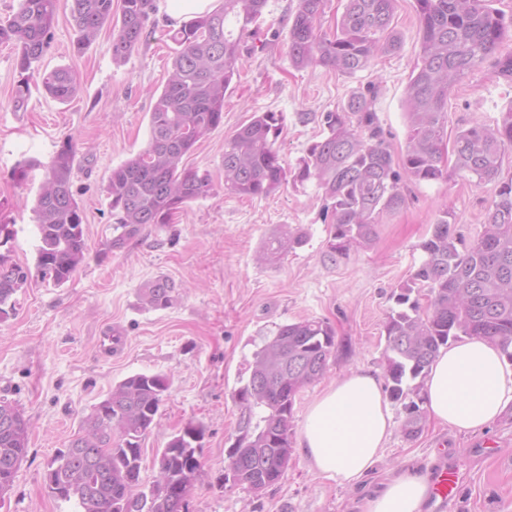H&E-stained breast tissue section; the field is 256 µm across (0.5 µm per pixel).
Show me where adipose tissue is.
Wrapping results in <instances>:
<instances>
[{"mask_svg": "<svg viewBox=\"0 0 512 512\" xmlns=\"http://www.w3.org/2000/svg\"><path fill=\"white\" fill-rule=\"evenodd\" d=\"M423 396L437 424L476 433L512 407V369L487 339L466 337L441 349ZM394 427L381 379L359 369L310 403L298 446L316 474L354 483L378 460ZM427 493L425 478L400 471L364 500L361 512H423Z\"/></svg>", "mask_w": 512, "mask_h": 512, "instance_id": "adipose-tissue-1", "label": "adipose tissue"}]
</instances>
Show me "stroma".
Instances as JSON below:
<instances>
[{
  "instance_id": "35a3bbf8",
  "label": "stroma",
  "mask_w": 512,
  "mask_h": 512,
  "mask_svg": "<svg viewBox=\"0 0 512 512\" xmlns=\"http://www.w3.org/2000/svg\"><path fill=\"white\" fill-rule=\"evenodd\" d=\"M296 6L297 0H268L257 32L245 39L223 124L185 159L186 167L209 172L214 183L224 179L225 137L254 114H283L275 146L292 167L319 139L321 113L340 111L370 85L377 123L394 157L405 151L404 101L419 50L416 0L395 2L398 47L352 77L292 65L288 30ZM177 26L157 8L146 37L117 64L111 25L80 49L67 12L59 11L40 67L71 68L79 92L61 103L35 84L20 111L13 106L19 79L14 48L0 43V213L15 226L11 256L24 267L36 266L32 209L45 164L68 139L76 145L72 190L83 209L88 248L68 282L56 287L30 278L16 295L14 313L0 320V397L16 403L30 425L27 454L0 512H73L71 503L49 494V464L92 406L135 373L170 379L142 444L143 482L152 481L156 457L178 430L190 423L204 429L189 512H358L393 470L426 476L439 464L463 476L456 512H512V412L477 434H458L430 419L412 440L394 430L373 469L353 485L313 473L297 448L283 478L262 494L225 481L239 415L233 393L248 377L262 337L303 319H324L336 330L325 376L296 397L291 433L299 435L307 406L331 382L356 369L384 375L383 322L399 285L424 258L420 245L436 214H454L457 233L472 242L483 230L497 185L476 184L453 170L443 181L407 182L404 206L382 216L373 243L336 261L328 257L331 202L312 181L288 183L255 199L217 192L189 204L171 223L147 226L123 248L104 252L112 236L106 184L113 168L147 144L153 96L175 55L170 31ZM511 107L512 82L485 65L450 92L448 128L491 126ZM24 161L30 167L21 177L16 170ZM284 227L303 233L304 244L276 264L259 261L263 243ZM159 276L179 291L172 306L152 309L139 289ZM112 331L123 346L106 357L99 344Z\"/></svg>"
}]
</instances>
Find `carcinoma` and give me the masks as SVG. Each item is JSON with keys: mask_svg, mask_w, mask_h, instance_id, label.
Listing matches in <instances>:
<instances>
[{"mask_svg": "<svg viewBox=\"0 0 512 512\" xmlns=\"http://www.w3.org/2000/svg\"><path fill=\"white\" fill-rule=\"evenodd\" d=\"M395 0H346L331 34L317 31L324 0H298L289 27L288 55L296 68L319 65L352 76L395 47ZM494 0H416L419 62L405 100V152L396 161L372 111L373 96L352 95L339 112L320 116L322 134L297 165L284 166L275 148L284 118L262 112L224 138V193L241 198L267 197L284 184L316 181L332 202L333 230L328 255L346 257L354 247L377 237L384 214L405 204V180L447 178L443 152L448 138V94L484 63L512 81V55L503 53L512 31ZM65 0L77 46H85L104 24L112 25V59L124 62L143 40L154 0ZM267 0H222L211 13L173 31L179 46L161 93L150 111L146 147L112 169L106 186L115 216L107 249L122 248L148 224H167L191 202L214 193L208 173L186 167L195 145L224 122V99L233 91L244 36L262 20ZM60 0H19L18 9L0 21V43L12 42L21 79L14 107H25L30 78L39 79L51 98L66 102L79 86L70 68L42 71L39 62ZM512 147V108L496 125L474 124L456 130L452 153L456 171L476 183L499 178L502 157ZM75 146L65 143L46 167L35 202L38 239L36 270L60 286L84 262L87 244L83 210L72 191ZM304 243V236L283 228L266 241L263 258L280 260ZM424 259L400 286L396 307L384 322L386 376L390 398L403 403V435L414 439L426 421L421 391L426 369L440 348L463 336H482L512 363V182L501 185L487 209L480 237L465 246L448 210L439 212L421 244ZM30 271L0 253V318L14 310L13 296ZM426 290L428 304L413 296ZM177 287L166 277L145 282V305L165 309ZM254 352L249 378L234 393L240 408L237 446L227 451L224 481L248 492L267 489L284 472L279 461L292 453L290 421L295 398L320 380L336 347L333 326L322 319L283 324ZM169 379L136 373L112 387L83 417L78 432L56 461L55 496L75 501L76 512H125L130 500H143L147 512H187L188 497L201 468L202 427L189 424L167 443L157 459L155 479L144 485L142 441L158 414ZM17 406L0 399V488H12L18 468L3 462L22 460L28 447V423L14 419ZM120 438L112 440V431ZM99 448L111 452L102 455Z\"/></svg>", "mask_w": 512, "mask_h": 512, "instance_id": "1", "label": "carcinoma"}]
</instances>
